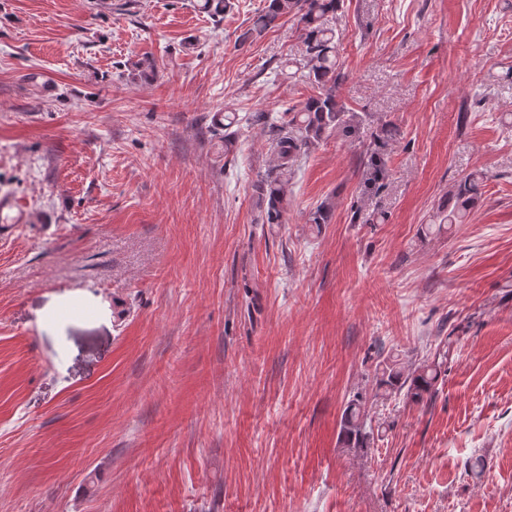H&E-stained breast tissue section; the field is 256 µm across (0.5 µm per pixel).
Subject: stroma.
Here are the masks:
<instances>
[{
	"label": "stroma",
	"mask_w": 512,
	"mask_h": 512,
	"mask_svg": "<svg viewBox=\"0 0 512 512\" xmlns=\"http://www.w3.org/2000/svg\"><path fill=\"white\" fill-rule=\"evenodd\" d=\"M195 3L0 0V196L29 213L0 229V512H512V0H342L358 126L278 224L247 117L316 95L297 25L241 46L266 0ZM476 171L468 223L426 234ZM441 352L432 400L378 396L384 358ZM371 419L365 402L360 395H354L347 403L340 421V436L346 446L364 448L373 439ZM369 423V426H368Z\"/></svg>",
	"instance_id": "35a3bbf8"
}]
</instances>
